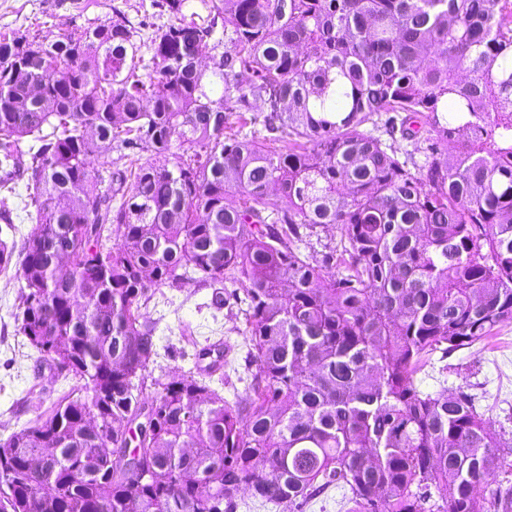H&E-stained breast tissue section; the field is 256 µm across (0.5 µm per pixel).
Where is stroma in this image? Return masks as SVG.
<instances>
[{
    "label": "stroma",
    "instance_id": "obj_1",
    "mask_svg": "<svg viewBox=\"0 0 512 512\" xmlns=\"http://www.w3.org/2000/svg\"><path fill=\"white\" fill-rule=\"evenodd\" d=\"M122 11L135 23L156 21L154 0H0V33L28 29L48 39L90 22L111 20ZM20 281L16 271L0 273V442L21 425L33 422L71 387L48 363L38 360L18 332L15 314ZM158 318L156 347L165 378L179 377L195 362V347L224 341L228 357L246 371L244 337L213 291L190 284L166 289L149 306ZM422 390L459 386L480 398L493 430L512 440V323L501 326L486 343L458 350L418 376Z\"/></svg>",
    "mask_w": 512,
    "mask_h": 512
}]
</instances>
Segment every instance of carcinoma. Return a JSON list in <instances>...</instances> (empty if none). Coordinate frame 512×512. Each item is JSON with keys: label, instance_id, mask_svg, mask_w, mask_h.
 Here are the masks:
<instances>
[{"label": "carcinoma", "instance_id": "1", "mask_svg": "<svg viewBox=\"0 0 512 512\" xmlns=\"http://www.w3.org/2000/svg\"><path fill=\"white\" fill-rule=\"evenodd\" d=\"M161 7L0 35V166L40 221L19 251L0 238V272L21 257L19 332L76 380L0 446V512H234L246 490L297 512L333 484L352 512H512V488L476 492L512 444L475 395L416 378L512 322V0ZM219 25L231 47L201 69ZM114 152L104 190L90 165ZM327 224L339 245L303 254ZM189 282L232 287L244 401L193 372L143 396L147 304Z\"/></svg>", "mask_w": 512, "mask_h": 512}]
</instances>
